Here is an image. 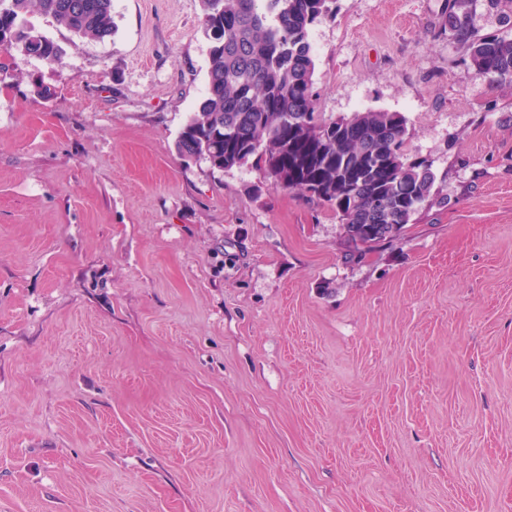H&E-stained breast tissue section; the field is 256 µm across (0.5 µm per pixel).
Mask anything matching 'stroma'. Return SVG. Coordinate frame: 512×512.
<instances>
[{"mask_svg": "<svg viewBox=\"0 0 512 512\" xmlns=\"http://www.w3.org/2000/svg\"><path fill=\"white\" fill-rule=\"evenodd\" d=\"M445 4L310 30L324 118L403 114L448 197L359 262L328 206L178 155L200 0L33 17L63 56L0 81V512H512V83ZM471 0H447L439 36L463 49L460 64L492 81L512 80V38L500 33L480 34L468 20Z\"/></svg>", "mask_w": 512, "mask_h": 512, "instance_id": "1", "label": "stroma"}]
</instances>
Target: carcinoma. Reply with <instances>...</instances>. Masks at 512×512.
Returning a JSON list of instances; mask_svg holds the SVG:
<instances>
[{"label":"carcinoma","mask_w":512,"mask_h":512,"mask_svg":"<svg viewBox=\"0 0 512 512\" xmlns=\"http://www.w3.org/2000/svg\"><path fill=\"white\" fill-rule=\"evenodd\" d=\"M471 0H447L439 35L463 49L460 64L492 81L512 80V38L481 34ZM210 41L208 90L178 135L184 159L231 170L251 162L276 188L328 204L344 224L345 258L362 244L390 245L433 207L448 206L425 159L406 154L407 120L365 111L325 120L314 90L312 25L335 0H201ZM46 15L74 35L102 40L115 31L112 0H0V52L29 41L32 56L59 60L62 47L28 23Z\"/></svg>","instance_id":"cac0c4a2"}]
</instances>
